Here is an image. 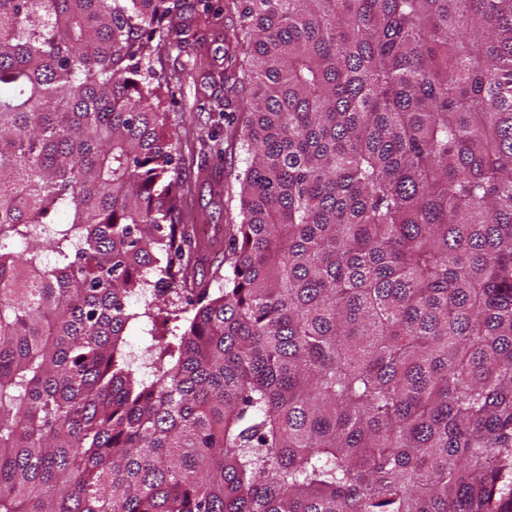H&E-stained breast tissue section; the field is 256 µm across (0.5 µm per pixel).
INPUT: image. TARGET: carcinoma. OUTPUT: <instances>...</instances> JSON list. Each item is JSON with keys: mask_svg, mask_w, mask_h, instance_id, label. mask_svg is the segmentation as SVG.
<instances>
[{"mask_svg": "<svg viewBox=\"0 0 512 512\" xmlns=\"http://www.w3.org/2000/svg\"><path fill=\"white\" fill-rule=\"evenodd\" d=\"M240 5L214 295L182 0H0V512H512V0ZM225 3L186 0L174 20L185 42L159 46L153 54L164 90L167 83L173 94L168 120L178 132L175 158L188 190L180 223L198 240L196 228L202 236H218L217 245H202L196 268L198 280L216 293L224 288V224L240 222L239 178L249 164L237 133L244 115L224 110V69L231 55L243 58L239 46L224 42V33L239 24L238 9L231 3L224 9ZM142 328L150 329L151 325L146 321L144 322L143 318L135 320L129 325L124 336L126 339L125 352L127 355H131L135 368L143 361L141 354L151 343L150 337L143 332Z\"/></svg>", "mask_w": 512, "mask_h": 512, "instance_id": "carcinoma-1", "label": "carcinoma"}]
</instances>
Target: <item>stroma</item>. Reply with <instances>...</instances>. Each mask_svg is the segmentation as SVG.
I'll list each match as a JSON object with an SVG mask.
<instances>
[{"instance_id": "35a3bbf8", "label": "stroma", "mask_w": 512, "mask_h": 512, "mask_svg": "<svg viewBox=\"0 0 512 512\" xmlns=\"http://www.w3.org/2000/svg\"><path fill=\"white\" fill-rule=\"evenodd\" d=\"M174 23L184 40L159 46L154 66L173 94L168 120L178 132L175 158L188 191L180 221L220 236L240 221L239 180L249 164L237 133L243 115L224 108V69L239 52L224 35L238 26V10L225 0H186Z\"/></svg>"}]
</instances>
